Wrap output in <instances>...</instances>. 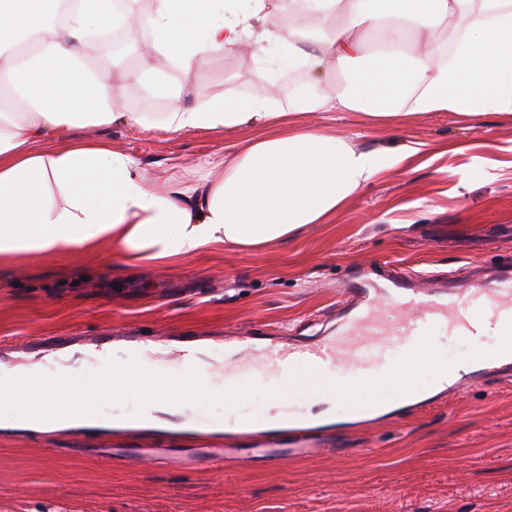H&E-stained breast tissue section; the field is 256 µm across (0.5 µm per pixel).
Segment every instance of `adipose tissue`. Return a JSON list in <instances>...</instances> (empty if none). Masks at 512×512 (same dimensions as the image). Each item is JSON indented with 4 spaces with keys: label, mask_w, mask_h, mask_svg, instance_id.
Listing matches in <instances>:
<instances>
[{
    "label": "adipose tissue",
    "mask_w": 512,
    "mask_h": 512,
    "mask_svg": "<svg viewBox=\"0 0 512 512\" xmlns=\"http://www.w3.org/2000/svg\"><path fill=\"white\" fill-rule=\"evenodd\" d=\"M0 0V264L33 255H94L111 250L127 265L150 266L223 246L258 250L328 224L386 170L411 165L422 148L390 153L361 149L302 124L301 116L357 112L373 128L404 125L434 112L466 120L512 116V0H303L327 28L309 34L289 12L277 31L265 25L267 0H154L145 18L153 55L127 80H151L155 96L181 97L193 71L214 53L251 46L259 81L283 69L338 82L300 84L288 106L261 92L195 101L160 120L169 133H221L248 124L263 134L225 156L220 175L185 183L151 176L133 156L105 140H84L86 127L122 123L148 128L136 112H116L123 90L85 63L91 33L115 21L116 0ZM448 27L431 47L418 34ZM175 66L181 80L166 77ZM62 150L43 148L52 138ZM150 397L135 411L144 423L176 412L185 393L212 399L222 384L172 376L148 379ZM94 403L12 409L0 401V428L49 432L98 424Z\"/></svg>",
    "instance_id": "ef3b65f1"
}]
</instances>
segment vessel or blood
I'll return each mask as SVG.
<instances>
[{
	"instance_id": "obj_1",
	"label": "vessel or blood",
	"mask_w": 512,
	"mask_h": 512,
	"mask_svg": "<svg viewBox=\"0 0 512 512\" xmlns=\"http://www.w3.org/2000/svg\"><path fill=\"white\" fill-rule=\"evenodd\" d=\"M352 309L336 335L316 342L285 348L256 350L248 337L235 340L237 352L226 360L224 382L232 389L251 384L263 374H274L288 384L287 397L279 398L273 410L280 423L293 427L295 436L279 440L273 430L255 448L260 462L271 468L285 460L335 456L325 437L333 422L325 417H308L303 403L308 394L326 397L351 396L356 415L399 410L421 401L424 392L415 373L422 361L415 355L430 323L447 324L449 332L477 336L485 324L512 325V276L504 274L480 288H435L420 290L392 284L386 288H352ZM183 378L195 382L210 377L211 369L198 366L190 350L176 351ZM512 364V341L483 356L474 371L449 365L440 384L445 394L482 379L484 372L500 363ZM232 448H106L105 458L127 465L162 463L180 470L223 467Z\"/></svg>"
}]
</instances>
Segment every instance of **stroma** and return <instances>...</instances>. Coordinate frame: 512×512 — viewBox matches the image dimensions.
<instances>
[{
    "label": "stroma",
    "instance_id": "35a3bbf8",
    "mask_svg": "<svg viewBox=\"0 0 512 512\" xmlns=\"http://www.w3.org/2000/svg\"><path fill=\"white\" fill-rule=\"evenodd\" d=\"M244 53L212 55L193 74L189 96L159 98L127 83L117 112L150 120L197 97L264 94L287 104L280 77L257 81ZM306 123L370 150L414 143L429 154L419 168L398 166L365 188L334 223L252 253L216 247L151 270L93 257L35 255L0 265V360L20 362L73 347L97 348L71 380L112 373L102 337L122 345L162 336L172 348L207 340L206 363L225 359L224 339L256 347L284 336H314L347 288L389 269L415 287L438 278L461 283L512 263V118L470 122L446 112L369 129L359 113L309 115ZM261 132L247 125L219 134L89 128L133 155L150 173L190 178L198 165ZM333 437L337 460H290L272 469L248 450L223 469L182 473L161 465L134 472L104 464L97 449L122 442L194 447L192 432L71 429L33 434L0 429V512H512V377L492 375L458 397L353 424Z\"/></svg>",
    "mask_w": 512,
    "mask_h": 512
}]
</instances>
